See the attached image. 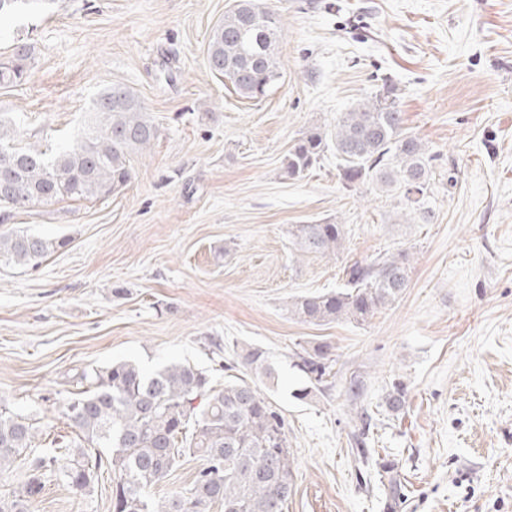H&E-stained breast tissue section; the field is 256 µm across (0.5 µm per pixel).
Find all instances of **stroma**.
<instances>
[{
	"label": "stroma",
	"mask_w": 512,
	"mask_h": 512,
	"mask_svg": "<svg viewBox=\"0 0 512 512\" xmlns=\"http://www.w3.org/2000/svg\"><path fill=\"white\" fill-rule=\"evenodd\" d=\"M232 3L52 0L0 35V62L29 54L26 76L0 87L22 144L80 143L115 85L159 129L117 193L0 206V234L67 242L34 268L0 261V407L35 418L50 448L74 437L60 407L82 374L186 362L219 388L255 383L283 415L284 512H512V0H270L281 77L258 101L207 65ZM387 82L406 131L439 157L429 224L373 182L345 189L334 152L301 179L281 174L303 131L333 128ZM324 222L343 225L340 254L300 253L289 229ZM402 251L407 288L366 322L289 314L353 264ZM320 344L333 362L311 384L293 363ZM253 349L272 377L246 369ZM112 481L99 473L88 494L46 482L28 512H112Z\"/></svg>",
	"instance_id": "obj_1"
}]
</instances>
